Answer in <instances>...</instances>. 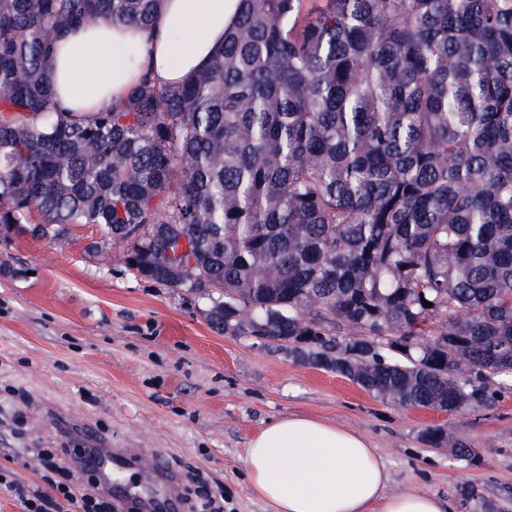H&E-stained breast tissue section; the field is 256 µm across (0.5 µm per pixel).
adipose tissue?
<instances>
[{
  "label": "adipose tissue",
  "instance_id": "ef3b65f1",
  "mask_svg": "<svg viewBox=\"0 0 512 512\" xmlns=\"http://www.w3.org/2000/svg\"><path fill=\"white\" fill-rule=\"evenodd\" d=\"M238 0H160L148 28L95 22L63 41L53 59L61 106L83 115L119 104L143 76L184 81L223 43ZM251 491L272 512H450L436 494L388 492L384 461L362 434L322 420L290 416L248 444Z\"/></svg>",
  "mask_w": 512,
  "mask_h": 512
}]
</instances>
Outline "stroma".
<instances>
[{
	"label": "stroma",
	"instance_id": "obj_1",
	"mask_svg": "<svg viewBox=\"0 0 512 512\" xmlns=\"http://www.w3.org/2000/svg\"><path fill=\"white\" fill-rule=\"evenodd\" d=\"M94 228L48 242L0 239V473L34 487L39 451L68 456L82 439L64 416L116 448L158 453L178 474L224 490V512H271L250 491L244 457L268 424L309 416L366 436L389 487L432 492L469 512H512V390L490 410L400 409L287 351L211 328L205 304L128 268L124 246L90 251ZM445 429L441 445L424 430ZM475 458L462 467L454 444Z\"/></svg>",
	"mask_w": 512,
	"mask_h": 512
}]
</instances>
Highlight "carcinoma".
Wrapping results in <instances>:
<instances>
[{
  "instance_id": "1",
  "label": "carcinoma",
  "mask_w": 512,
  "mask_h": 512,
  "mask_svg": "<svg viewBox=\"0 0 512 512\" xmlns=\"http://www.w3.org/2000/svg\"><path fill=\"white\" fill-rule=\"evenodd\" d=\"M158 5L0 0V232L91 225L219 331L399 408H494L512 389V0H239L185 83L61 108L57 44Z\"/></svg>"
}]
</instances>
